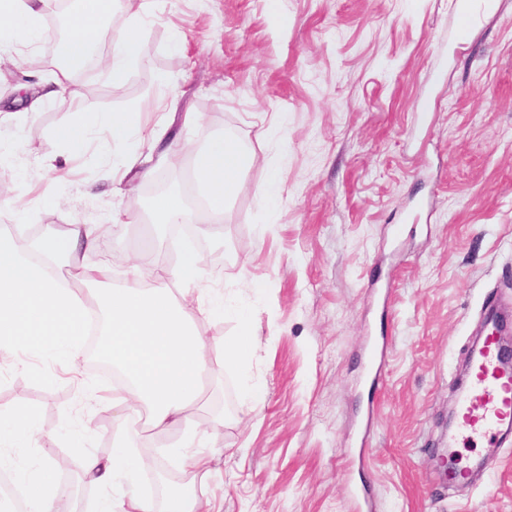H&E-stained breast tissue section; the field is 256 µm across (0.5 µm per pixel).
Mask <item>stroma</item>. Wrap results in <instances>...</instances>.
<instances>
[{
  "label": "stroma",
  "instance_id": "1",
  "mask_svg": "<svg viewBox=\"0 0 512 512\" xmlns=\"http://www.w3.org/2000/svg\"><path fill=\"white\" fill-rule=\"evenodd\" d=\"M142 18L139 61L112 85L101 68L29 110L39 77L58 68L46 39L12 49L0 68V229L95 224L109 287L124 284L147 242L169 271L183 243L205 261L194 292L229 298L258 338L247 404L223 362L221 390L191 420L224 414L221 471L201 490L220 512H512V434L463 441L452 481L437 458L448 413L486 309L512 311V0H493L470 40L448 44V0H122L93 40L110 54ZM39 60L34 69L27 60ZM139 112L129 149L147 153L160 117L175 160L151 178L104 181L96 134L64 149L55 128L99 112ZM233 137L256 161L238 178L224 221L178 230L153 221L156 188L196 194L194 154ZM282 170L268 203L259 188ZM378 343L372 372L363 352ZM105 374L71 366L59 348L0 359V415L25 406L36 436L14 468L37 476L44 451L107 456L121 435L95 398ZM133 438L166 480L160 450L174 434Z\"/></svg>",
  "mask_w": 512,
  "mask_h": 512
}]
</instances>
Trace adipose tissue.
Instances as JSON below:
<instances>
[{
    "label": "adipose tissue",
    "mask_w": 512,
    "mask_h": 512,
    "mask_svg": "<svg viewBox=\"0 0 512 512\" xmlns=\"http://www.w3.org/2000/svg\"><path fill=\"white\" fill-rule=\"evenodd\" d=\"M44 3L0 0V44L36 43V16ZM115 4L116 0H73L69 34L63 45L64 65L32 99V106L68 90L72 73L86 61L93 34ZM139 42L140 28L131 25L106 63L113 83L124 82L137 63ZM137 118L134 112L92 116L56 129L54 136L75 148L85 142L89 127L100 126L108 142L119 149L112 158L113 170L131 171L141 165L142 159L137 153L122 152L121 147L136 127ZM253 162L252 155L240 153L236 142L226 137L209 140L205 151L196 156L193 176L213 217H223L226 198L242 170ZM98 244L97 225L73 224L63 234L45 241L39 251L41 259L35 262L19 248L12 234L0 231V357L52 347L66 349L72 363H81L87 313L96 310L103 319L106 338L102 354L127 378L126 384L112 394L118 420L127 425L147 422L158 434L181 430V437L169 448L173 463L189 466L194 476L206 479L212 472L213 456L203 441L206 436L217 435L224 416L214 413L204 431H185L181 424L188 407L213 385L210 365L214 359L225 358L241 371L248 367L255 348L248 315L238 308L214 303L207 308V315L236 321V333L212 340L195 328L188 312V294L199 279L202 258L191 248L184 252L173 273L180 286L176 293L164 287H146L152 263L145 257L133 266L128 284L85 297L76 289L63 287L48 272L47 261L61 255L67 259L74 278L94 281L105 277V267L85 263ZM65 464V458L49 453L42 460L37 479L23 478L25 512H56V478ZM150 467L149 460L128 442L117 444L110 456L87 453L81 459L85 481L117 490L115 497L102 503L101 512H158L154 500L137 489L139 476Z\"/></svg>",
    "instance_id": "adipose-tissue-1"
}]
</instances>
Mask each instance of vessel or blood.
Wrapping results in <instances>:
<instances>
[{
  "mask_svg": "<svg viewBox=\"0 0 512 512\" xmlns=\"http://www.w3.org/2000/svg\"><path fill=\"white\" fill-rule=\"evenodd\" d=\"M489 0H450L455 19L453 41L465 44L477 11L489 8ZM470 381L459 393V431L467 437L494 436L512 423V379L499 370L498 339L487 332L481 348L470 364Z\"/></svg>",
  "mask_w": 512,
  "mask_h": 512,
  "instance_id": "1",
  "label": "vessel or blood"
}]
</instances>
